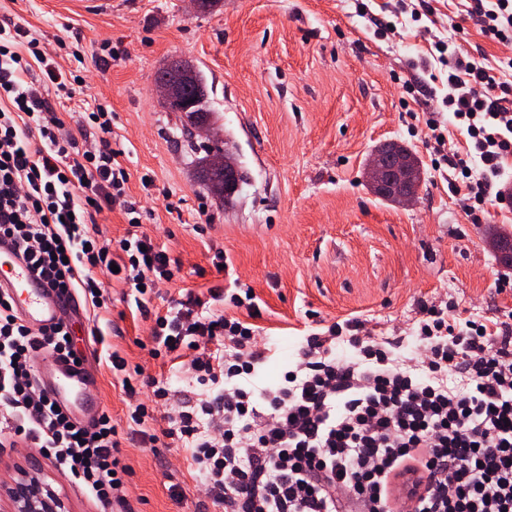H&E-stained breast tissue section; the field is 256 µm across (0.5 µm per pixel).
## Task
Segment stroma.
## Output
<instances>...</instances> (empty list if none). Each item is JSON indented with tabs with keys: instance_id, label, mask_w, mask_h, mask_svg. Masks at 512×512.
<instances>
[{
	"instance_id": "obj_1",
	"label": "stroma",
	"mask_w": 512,
	"mask_h": 512,
	"mask_svg": "<svg viewBox=\"0 0 512 512\" xmlns=\"http://www.w3.org/2000/svg\"><path fill=\"white\" fill-rule=\"evenodd\" d=\"M473 0H221L208 14L191 0H112L108 13L76 0H0L73 80L87 108L112 114V148L130 178L155 243L178 260L177 281L150 306L166 310L184 289H252L260 326L274 340L265 365L276 382L304 337L362 322L363 333L406 336L422 303L456 305L457 323L512 324V268L486 243L512 232V157L496 180L504 201L473 223L455 192L468 136L445 104L435 45L443 41L512 83V43L487 37ZM183 58L205 75L210 123L247 181L232 203L205 188L175 134L180 115L161 104L157 71ZM410 148L423 182L411 205L376 196L364 178L384 142ZM223 251L225 270L212 263ZM107 305L85 307L75 334L100 328L98 377L85 389L91 414L109 412L123 438L126 503L114 512H213L197 491L186 453L130 438L129 401L111 353L128 370L188 388L182 359L155 358L152 319L124 285L105 281ZM38 480L62 512H99L50 460L31 448L0 451V512L23 476ZM178 487L183 502L170 496Z\"/></svg>"
}]
</instances>
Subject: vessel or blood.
Here are the masks:
<instances>
[{
  "label": "vessel or blood",
  "mask_w": 512,
  "mask_h": 512,
  "mask_svg": "<svg viewBox=\"0 0 512 512\" xmlns=\"http://www.w3.org/2000/svg\"><path fill=\"white\" fill-rule=\"evenodd\" d=\"M0 288L8 289L19 314L33 327L65 317L62 301L46 282L37 279L29 261L7 240H0ZM84 367L52 360L42 383L48 395L74 413L86 412Z\"/></svg>",
  "instance_id": "b4317fda"
}]
</instances>
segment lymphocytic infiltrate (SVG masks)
I'll return each mask as SVG.
<instances>
[{"label":"lymphocytic infiltrate","instance_id":"lymphocytic-infiltrate-1","mask_svg":"<svg viewBox=\"0 0 512 512\" xmlns=\"http://www.w3.org/2000/svg\"><path fill=\"white\" fill-rule=\"evenodd\" d=\"M474 8L486 36L512 41V0H475ZM35 64L55 93L25 80ZM441 64L448 110L484 166L480 182L466 187L481 207L512 156V86L460 58ZM74 102L35 40L1 19L0 237L14 241L51 288L100 308L102 276L148 295L176 281L180 266L142 228L109 141L111 113L90 112L62 135L60 114ZM106 205L128 220L112 244L96 229ZM421 310L409 356H395L383 336L349 337L354 355L338 354L334 324L307 336L292 376L262 387L256 379L271 347L255 323L253 295L189 290L156 315L152 336L168 354L193 349L187 370L205 396L150 377L147 400L137 401L124 358L109 361L136 401L131 419L143 442H180L200 474V494L224 512H512V327L461 328L453 313ZM215 340L223 352L208 350ZM71 350L67 332L30 329L0 291V417L10 422L0 446L37 448L107 512L126 500L111 416L78 426L37 380L39 358ZM157 414L167 422L158 435L147 428Z\"/></svg>","mask_w":512,"mask_h":512}]
</instances>
